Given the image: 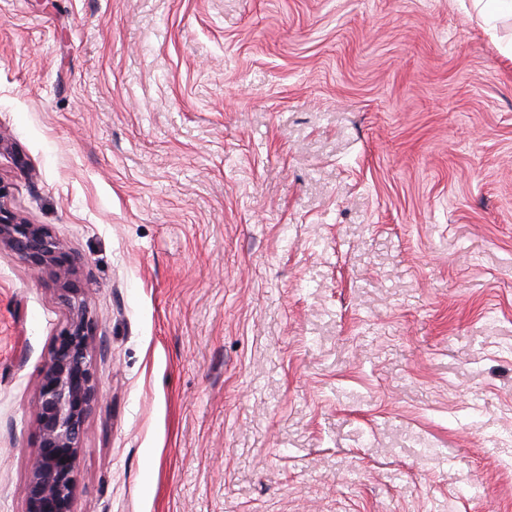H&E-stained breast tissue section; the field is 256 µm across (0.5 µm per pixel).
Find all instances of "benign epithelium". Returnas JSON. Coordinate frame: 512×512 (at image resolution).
I'll list each match as a JSON object with an SVG mask.
<instances>
[{"instance_id":"obj_1","label":"benign epithelium","mask_w":512,"mask_h":512,"mask_svg":"<svg viewBox=\"0 0 512 512\" xmlns=\"http://www.w3.org/2000/svg\"><path fill=\"white\" fill-rule=\"evenodd\" d=\"M0 184V247L36 273L52 276L71 309L67 326L54 339L36 387V446L23 494L26 512H73L76 464L84 423L99 399L89 354L92 326L78 301L77 258L43 224H28L4 204Z\"/></svg>"}]
</instances>
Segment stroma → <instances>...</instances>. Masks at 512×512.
<instances>
[{"label":"stroma","mask_w":512,"mask_h":512,"mask_svg":"<svg viewBox=\"0 0 512 512\" xmlns=\"http://www.w3.org/2000/svg\"><path fill=\"white\" fill-rule=\"evenodd\" d=\"M0 184L81 260L73 512H512V18L0 0ZM70 316L0 248V512Z\"/></svg>","instance_id":"stroma-1"}]
</instances>
